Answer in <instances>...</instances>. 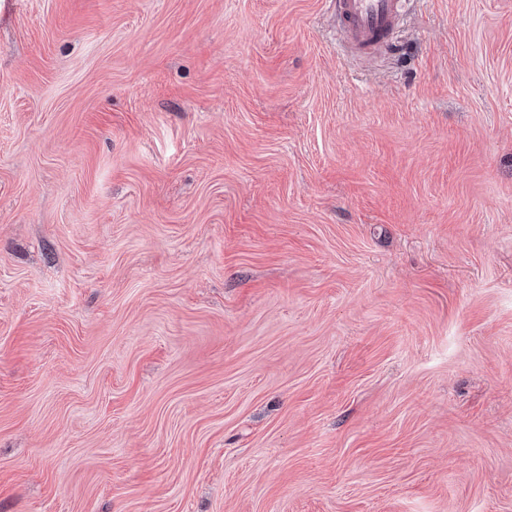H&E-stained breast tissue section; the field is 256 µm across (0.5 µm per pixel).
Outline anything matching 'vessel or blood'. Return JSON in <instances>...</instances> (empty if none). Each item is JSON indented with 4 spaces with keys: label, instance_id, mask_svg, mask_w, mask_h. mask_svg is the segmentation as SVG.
Wrapping results in <instances>:
<instances>
[{
    "label": "vessel or blood",
    "instance_id": "obj_1",
    "mask_svg": "<svg viewBox=\"0 0 512 512\" xmlns=\"http://www.w3.org/2000/svg\"><path fill=\"white\" fill-rule=\"evenodd\" d=\"M403 0H335L342 44L356 59H381L394 43Z\"/></svg>",
    "mask_w": 512,
    "mask_h": 512
}]
</instances>
